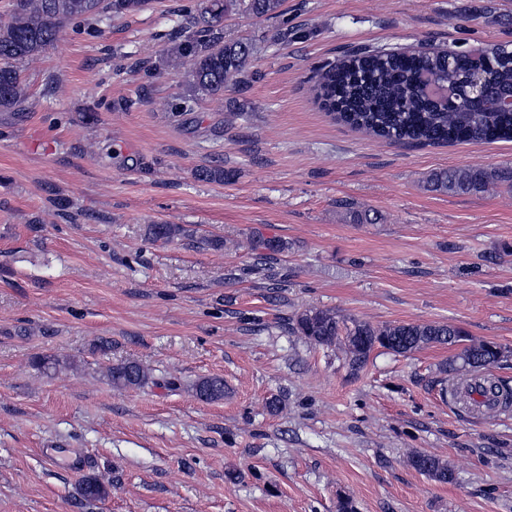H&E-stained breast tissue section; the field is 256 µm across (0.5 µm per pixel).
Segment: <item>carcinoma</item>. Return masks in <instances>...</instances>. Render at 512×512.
<instances>
[{
    "label": "carcinoma",
    "instance_id": "cac0c4a2",
    "mask_svg": "<svg viewBox=\"0 0 512 512\" xmlns=\"http://www.w3.org/2000/svg\"><path fill=\"white\" fill-rule=\"evenodd\" d=\"M283 0H201L196 8L186 9L190 28L176 47V55L191 62L187 72L192 87L213 98L224 96L230 82L245 84L257 52L255 44L226 40L224 16L230 13L248 17L276 18L282 15ZM113 13L131 14L142 10V0H112ZM106 14L94 9L89 0H14L9 19L0 22V110L10 111L28 98L17 63L40 58L60 33ZM456 75L448 80V51L418 50L399 52L360 48L324 62L318 69L314 91L316 99L338 121L351 128L392 143L451 144L512 141V111L491 103L483 112H469L451 96L456 89L467 91L473 72L481 74L490 86L512 85V48L492 45L479 58L462 51L455 56ZM449 81L450 96L435 98L429 82ZM237 173L222 166L201 167L195 177L206 182L228 183ZM494 174L466 168L436 172L430 183L440 192H471L486 188ZM153 243L187 239L219 249L224 240L211 236L196 238V230L182 224H151L147 230ZM288 249L280 239H254L251 250L258 252L262 270L274 277L277 256ZM288 332L314 347L339 348L345 354L349 372L359 375L377 348L408 355L428 345L461 346L459 353L439 366V373L452 374L466 369L482 373L473 382L461 380L462 388H474L481 395H492L507 405L512 403V386L499 377L486 374L506 357L507 350L492 341L468 340L462 329L448 324L407 323L374 326L333 308H307L290 318ZM107 376L117 389H138L152 381L150 373L135 361H123L108 368ZM195 395L206 401L224 399L221 377L197 382ZM413 468L439 483L454 480L448 463L429 455L414 454ZM80 495L97 501L107 495L96 477L82 480Z\"/></svg>",
    "mask_w": 512,
    "mask_h": 512
}]
</instances>
